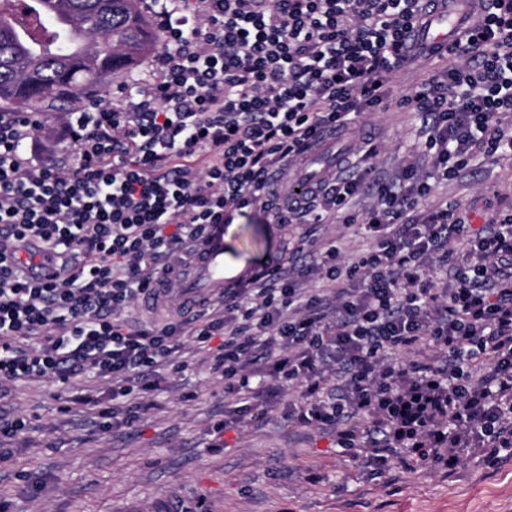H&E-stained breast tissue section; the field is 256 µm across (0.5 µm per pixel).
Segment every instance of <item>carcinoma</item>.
Returning a JSON list of instances; mask_svg holds the SVG:
<instances>
[{
  "label": "carcinoma",
  "mask_w": 512,
  "mask_h": 512,
  "mask_svg": "<svg viewBox=\"0 0 512 512\" xmlns=\"http://www.w3.org/2000/svg\"><path fill=\"white\" fill-rule=\"evenodd\" d=\"M0 0V112H54L103 92L161 41L143 0Z\"/></svg>",
  "instance_id": "carcinoma-1"
}]
</instances>
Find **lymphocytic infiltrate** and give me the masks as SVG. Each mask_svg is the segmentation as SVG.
I'll return each mask as SVG.
<instances>
[{
    "label": "lymphocytic infiltrate",
    "instance_id": "lymphocytic-infiltrate-1",
    "mask_svg": "<svg viewBox=\"0 0 512 512\" xmlns=\"http://www.w3.org/2000/svg\"><path fill=\"white\" fill-rule=\"evenodd\" d=\"M423 0H174L155 16L167 49L130 106L103 97L65 113L66 161L42 158L36 123L0 114V391L20 381L109 386L126 424L150 369L176 361L183 324L123 319L169 279L208 225L271 213L269 172L328 134L353 130L407 61ZM459 64L404 103L425 113L430 168L371 185L338 178L313 210L321 224L363 192L374 207L356 255L330 242L317 271L333 298L282 266L224 291V314L197 324L212 374L248 393L257 417L288 388V420L336 431L361 469H455L470 453L512 454V215L475 228L453 210L419 214L435 180L512 153V0L464 25ZM59 255L31 279L20 254ZM412 352V359L399 355ZM258 386H251V378Z\"/></svg>",
    "mask_w": 512,
    "mask_h": 512
}]
</instances>
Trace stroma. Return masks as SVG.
Listing matches in <instances>:
<instances>
[{"mask_svg": "<svg viewBox=\"0 0 512 512\" xmlns=\"http://www.w3.org/2000/svg\"><path fill=\"white\" fill-rule=\"evenodd\" d=\"M455 62L449 55L390 75L384 107L364 114L360 125L379 154L354 163L350 177L367 183L421 155L424 116L399 102ZM442 201L477 226L511 214L512 154L470 163L437 185L428 203ZM303 239L335 240L352 254L368 235L357 224H276L249 212L225 225L224 260L248 277L275 253L304 267L312 255L298 251ZM181 343L188 369L157 367V387L138 421L107 433L92 427L111 404L102 382L77 377L63 389L14 384L0 399V413L26 418L33 428L0 462V500L10 512H178L183 505L192 512H512V458L490 465L469 455L450 475L395 464L362 472L340 453L335 434L289 423L283 407L299 401L295 390L263 420L214 439L216 413L239 417L247 403L225 392L192 337Z\"/></svg>", "mask_w": 512, "mask_h": 512, "instance_id": "35a3bbf8", "label": "stroma"}]
</instances>
